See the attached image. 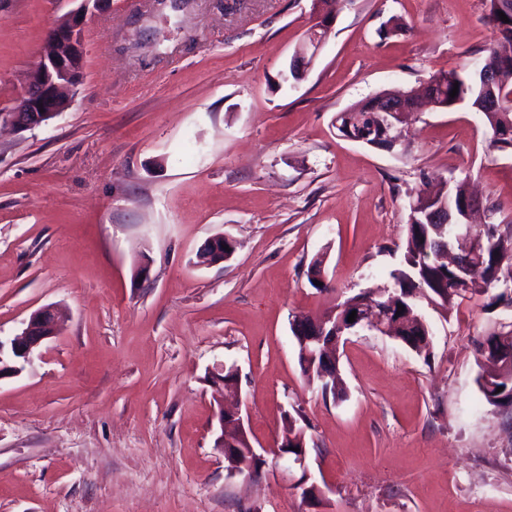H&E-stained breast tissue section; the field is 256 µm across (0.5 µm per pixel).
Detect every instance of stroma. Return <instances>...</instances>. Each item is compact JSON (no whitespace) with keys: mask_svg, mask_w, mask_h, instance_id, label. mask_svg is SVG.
I'll list each match as a JSON object with an SVG mask.
<instances>
[{"mask_svg":"<svg viewBox=\"0 0 512 512\" xmlns=\"http://www.w3.org/2000/svg\"><path fill=\"white\" fill-rule=\"evenodd\" d=\"M77 6L0 0V112ZM317 22L313 0H107L69 108L0 129V336L47 305L65 317L0 379V512H512V407L484 400L475 346L512 308L419 300L427 358L356 329L341 401L304 375L291 332L392 285L425 184L469 180L476 224L512 225V154L472 107L422 109L390 151L333 124L484 56L487 4L340 0L303 78L282 81ZM219 234L232 258L196 266ZM218 363L239 370L258 475L214 446ZM298 414L303 471L273 454Z\"/></svg>","mask_w":512,"mask_h":512,"instance_id":"stroma-1","label":"stroma"}]
</instances>
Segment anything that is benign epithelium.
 Here are the masks:
<instances>
[{"label":"benign epithelium","instance_id":"benign-epithelium-1","mask_svg":"<svg viewBox=\"0 0 512 512\" xmlns=\"http://www.w3.org/2000/svg\"><path fill=\"white\" fill-rule=\"evenodd\" d=\"M77 9L67 14L48 33V49L33 64L27 73L22 90L19 92L10 111L0 113V124H8L19 130H33L42 126L60 112L68 108L71 102V93L77 88L83 64V27L87 16L93 14L101 7L105 0H79ZM334 15H323L319 24L310 33L311 43L301 45L294 53L289 64V71L294 78H299L301 68L308 63V55H316L318 47L323 42ZM427 103L442 109L450 108L448 102L443 101L432 93V84H427L424 92L419 95L408 92L402 95L385 96L370 109L373 119V128L377 129L372 147L391 150L396 145L392 135L394 128L406 122L414 112L418 111L421 103ZM478 201L465 196L460 203L446 201L429 211L430 218H440L444 223L453 225L457 239L465 240L466 252L481 256L488 247L483 236H474L470 233V217ZM209 249L197 254L198 265L209 267L229 260L234 252L235 245L232 238L227 235H217L207 242ZM229 251H224V247ZM333 320L329 316L314 322V331L301 335L303 356L307 359L324 357L328 363H336L339 358L338 347L340 343L336 331H327L326 324ZM401 314L397 313L396 299L374 311H364L357 314L355 321L345 325L347 331L357 327H367L384 336L393 335V330L399 325ZM60 332L58 313L51 307H43L34 311L25 322L20 335L11 339L0 338V379L16 376L26 367L32 365L45 342L54 338ZM215 417L217 429L215 447L219 448L226 458L231 460L235 467L244 466L240 454L248 455L252 460L261 459L251 444L246 431L241 412L231 411L218 405ZM296 441L293 436H283L277 448L276 456L285 459L300 468H305L306 455L303 452L293 453L291 447Z\"/></svg>","mask_w":512,"mask_h":512}]
</instances>
